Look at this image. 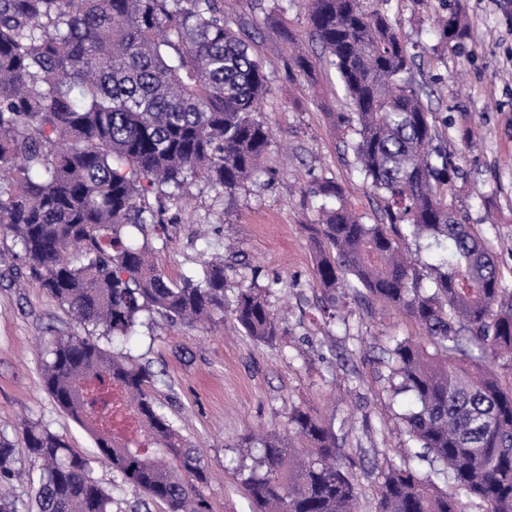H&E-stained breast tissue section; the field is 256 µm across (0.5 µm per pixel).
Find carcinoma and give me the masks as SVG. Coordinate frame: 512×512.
<instances>
[{
	"label": "carcinoma",
	"mask_w": 512,
	"mask_h": 512,
	"mask_svg": "<svg viewBox=\"0 0 512 512\" xmlns=\"http://www.w3.org/2000/svg\"><path fill=\"white\" fill-rule=\"evenodd\" d=\"M388 2L307 0L310 37L351 106L338 123L383 202L368 224L338 184L306 189L323 200L305 225L322 307L335 318L348 290L402 312L423 338L391 337L380 361L412 406L400 417L406 446L377 475L374 512H512V387L491 369L512 361V301L495 252L456 205L459 159L411 81L415 60ZM439 26L445 47L466 30L456 13ZM243 35L224 0H0V231L86 328L48 349L44 385L96 442L82 456L24 425L16 436L40 462L35 475L13 468L14 441L0 431V481L25 477L34 512H112L95 463L167 512H217L201 455L156 400L149 370L107 346L145 315L213 320L225 269L246 264L205 259L175 282L155 260V241L169 240L165 202L189 180L232 198L263 172L271 86ZM290 63L303 76L315 66L300 50ZM423 239L435 249L430 286L409 253ZM279 284L242 288L231 304L244 335L267 345L288 330L268 300ZM342 430L295 407L288 431L261 438L255 464L238 466L255 512H361Z\"/></svg>",
	"instance_id": "obj_1"
}]
</instances>
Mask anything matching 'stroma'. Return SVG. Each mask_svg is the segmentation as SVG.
I'll use <instances>...</instances> for the list:
<instances>
[{
  "label": "stroma",
  "instance_id": "stroma-1",
  "mask_svg": "<svg viewBox=\"0 0 512 512\" xmlns=\"http://www.w3.org/2000/svg\"><path fill=\"white\" fill-rule=\"evenodd\" d=\"M450 12L463 16L467 35L445 50L436 20ZM391 13L416 56L415 83L447 123L448 148L460 157L457 205L489 242L512 290V0H391ZM224 16L250 30L248 42L271 82L262 114L271 134L266 172L231 201L200 180L168 201L170 241L157 259L176 281L202 257L229 248L245 255L248 267L226 271V297L277 281L272 307L286 310L288 333L269 346L245 336L227 313L205 326L159 320L111 350L153 372L155 397L200 452L218 512H251L235 472L252 461L243 438L284 432L297 406L344 423L339 444L369 505L380 467L404 440L399 416L411 403L385 392L376 359L391 336L420 330L379 302H347L342 323L325 326L315 252L303 227L320 201L306 190L336 182L367 221L375 219L373 194L345 145L350 135L331 118L346 111V101L334 69L318 63L302 76L289 65L284 32L310 56L321 53L309 37L305 0H290L282 28L265 22L258 0H226ZM462 128L474 130L475 148L459 139ZM15 253L11 236L0 234V428L11 433L38 421L74 451L93 452V436L56 406L43 383L50 343L84 329L36 280L15 274Z\"/></svg>",
  "mask_w": 512,
  "mask_h": 512
}]
</instances>
